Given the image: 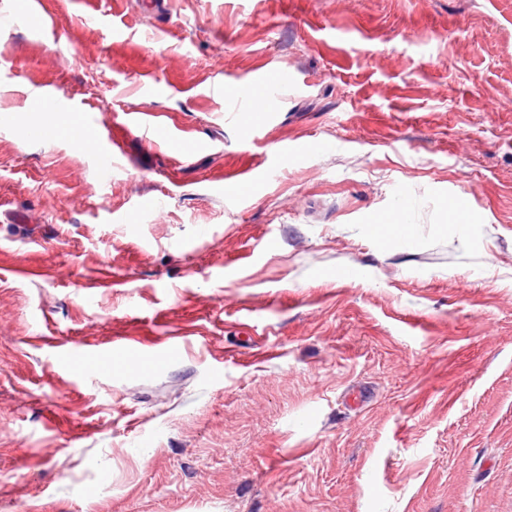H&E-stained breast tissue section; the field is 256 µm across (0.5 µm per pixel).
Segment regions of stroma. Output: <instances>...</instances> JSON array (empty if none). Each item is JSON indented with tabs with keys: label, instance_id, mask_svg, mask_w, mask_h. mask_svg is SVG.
<instances>
[{
	"label": "stroma",
	"instance_id": "1",
	"mask_svg": "<svg viewBox=\"0 0 512 512\" xmlns=\"http://www.w3.org/2000/svg\"><path fill=\"white\" fill-rule=\"evenodd\" d=\"M42 2L0 0V512H512V0ZM81 108L185 155L103 178ZM16 17L37 28H44L49 23V16L44 13L42 2L39 0H20L17 4ZM36 100L34 101L38 108L44 112H60L64 109H74L70 101L60 95L58 92L50 91H38L35 94ZM38 108H34L33 112H42ZM139 115L130 116L120 126L126 131L127 134L141 133L144 137L165 135V140L170 148L173 159H177L182 155L184 137L175 133L171 126L166 123L161 117L160 113H137ZM151 140L150 138H148ZM153 141V140H151Z\"/></svg>",
	"mask_w": 512,
	"mask_h": 512
}]
</instances>
